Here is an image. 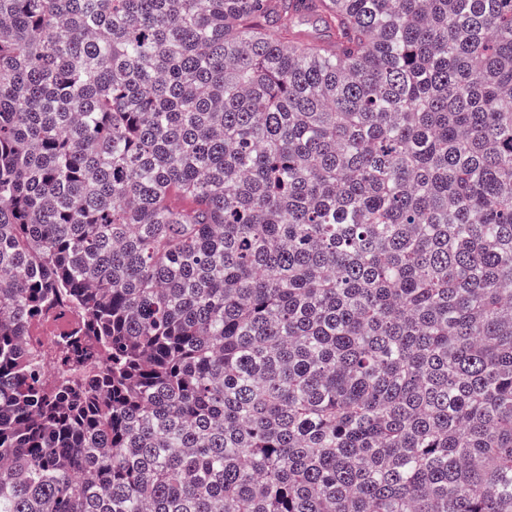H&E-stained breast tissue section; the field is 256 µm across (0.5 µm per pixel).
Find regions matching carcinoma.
<instances>
[{"instance_id": "cac0c4a2", "label": "carcinoma", "mask_w": 512, "mask_h": 512, "mask_svg": "<svg viewBox=\"0 0 512 512\" xmlns=\"http://www.w3.org/2000/svg\"><path fill=\"white\" fill-rule=\"evenodd\" d=\"M0 512H512V0H0Z\"/></svg>"}]
</instances>
